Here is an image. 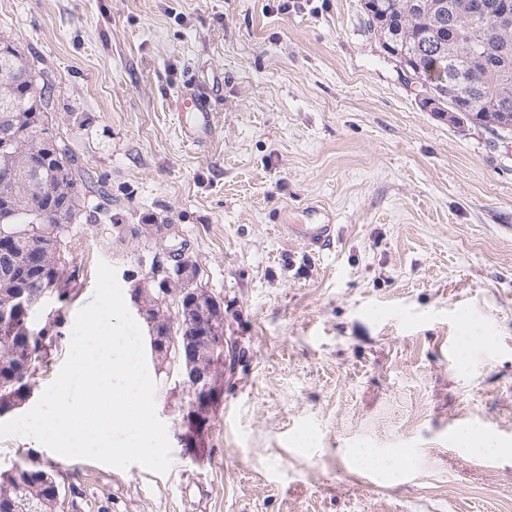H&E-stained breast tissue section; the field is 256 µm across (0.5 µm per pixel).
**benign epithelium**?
Masks as SVG:
<instances>
[{
  "label": "benign epithelium",
  "instance_id": "7a95c632",
  "mask_svg": "<svg viewBox=\"0 0 512 512\" xmlns=\"http://www.w3.org/2000/svg\"><path fill=\"white\" fill-rule=\"evenodd\" d=\"M433 10L439 17L448 15L457 33L488 19L492 43L464 46L457 35L448 37L453 75L444 100L424 91L420 67L400 53V66L417 97L427 101L429 111H446L457 120L477 101L484 125L504 126L512 111V84L503 79L497 93L479 100L475 75L486 68L489 55L512 53V0H453L449 5L435 0ZM0 45V323L5 325L55 292L66 263L62 235L81 221L82 212L75 206L78 184L51 167L52 147L35 132L45 119L39 78L14 41L0 35ZM169 254L172 263L154 265L133 283L131 301L147 324L154 358L177 365L185 376L190 388L185 417L201 429L223 378L224 303L198 286V273L183 247L175 245ZM0 355L15 376L35 374L34 356L11 341L0 340ZM31 393L30 386L21 395L0 386V414L21 407ZM0 501L7 502L9 512H59L60 492L20 473L0 486Z\"/></svg>",
  "mask_w": 512,
  "mask_h": 512
}]
</instances>
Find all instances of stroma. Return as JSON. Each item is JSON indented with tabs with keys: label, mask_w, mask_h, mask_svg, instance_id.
<instances>
[{
	"label": "stroma",
	"mask_w": 512,
	"mask_h": 512,
	"mask_svg": "<svg viewBox=\"0 0 512 512\" xmlns=\"http://www.w3.org/2000/svg\"><path fill=\"white\" fill-rule=\"evenodd\" d=\"M364 0H0L53 83L49 119L98 220L72 225L34 396L55 380L99 263L122 291L170 225L224 303V379L197 447L188 389L147 359L162 474L69 459L60 512H512V133L426 111ZM215 87L203 144L170 102ZM336 226L308 251L290 224ZM479 331L462 351L458 338ZM483 433L501 455L463 448ZM357 448L392 458L361 466ZM56 454L0 440V472Z\"/></svg>",
	"instance_id": "35a3bbf8"
}]
</instances>
